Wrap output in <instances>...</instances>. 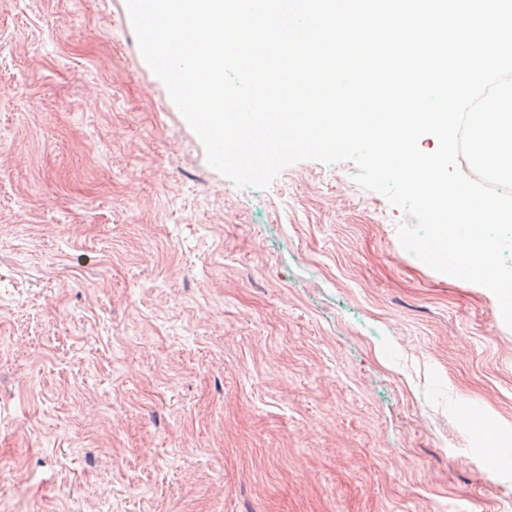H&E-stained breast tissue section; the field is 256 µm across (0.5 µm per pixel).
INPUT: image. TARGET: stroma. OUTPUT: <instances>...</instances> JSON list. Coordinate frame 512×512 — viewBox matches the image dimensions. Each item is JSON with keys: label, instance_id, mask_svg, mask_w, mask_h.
Returning a JSON list of instances; mask_svg holds the SVG:
<instances>
[{"label": "stroma", "instance_id": "35a3bbf8", "mask_svg": "<svg viewBox=\"0 0 512 512\" xmlns=\"http://www.w3.org/2000/svg\"><path fill=\"white\" fill-rule=\"evenodd\" d=\"M355 171L238 188L126 0H0V512H512V328Z\"/></svg>", "mask_w": 512, "mask_h": 512}]
</instances>
